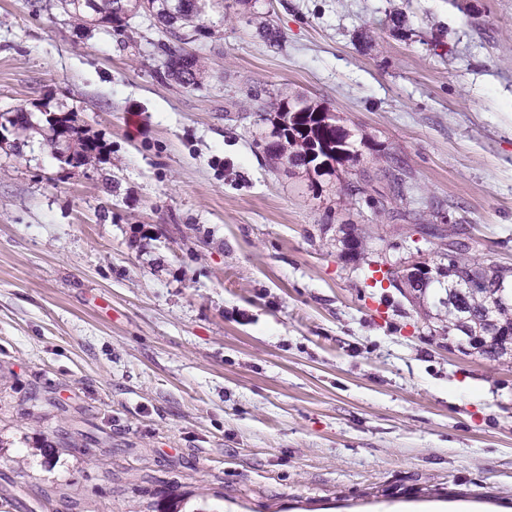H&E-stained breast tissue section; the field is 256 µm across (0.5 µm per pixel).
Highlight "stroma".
Returning a JSON list of instances; mask_svg holds the SVG:
<instances>
[{"label": "stroma", "mask_w": 512, "mask_h": 512, "mask_svg": "<svg viewBox=\"0 0 512 512\" xmlns=\"http://www.w3.org/2000/svg\"><path fill=\"white\" fill-rule=\"evenodd\" d=\"M204 22L185 88L144 15L0 0V113L103 146L72 169L0 130V512H512V364L370 279L418 210L512 268V0H215ZM253 88L329 108L411 193L352 205L347 174L318 190L269 159ZM46 122L48 127L42 129L44 133V141L51 149L52 153L53 151L54 153H57L60 139L64 133H68L69 135V133H72V130L74 131V128L69 124V118L67 117H59L58 119L51 118L49 120L46 119Z\"/></svg>", "instance_id": "obj_1"}]
</instances>
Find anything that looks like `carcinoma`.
Returning <instances> with one entry per match:
<instances>
[{
  "label": "carcinoma",
  "mask_w": 512,
  "mask_h": 512,
  "mask_svg": "<svg viewBox=\"0 0 512 512\" xmlns=\"http://www.w3.org/2000/svg\"><path fill=\"white\" fill-rule=\"evenodd\" d=\"M102 7L93 9L89 0H61L64 11L78 28L88 26L124 30L127 18L143 9L144 4L151 5L145 15L154 20V24L168 34L171 43L164 45L167 55V76L183 87L196 86L206 77L207 66L204 57L188 52L181 47L186 40V31L207 38L210 28L203 22L202 0H126L125 8L112 10L108 5L117 0H100ZM259 102L257 112L260 120H268L276 129L275 139L262 145L263 152L269 157L286 160L293 167H302L308 173L318 177L335 175L345 163L356 167L342 190L352 200L365 192L366 186L373 181L387 180L392 199L404 197L407 181L403 169L388 164L383 158H373L372 165L360 166L361 154L353 148L348 132L336 124L329 116V110L315 106L299 95L284 90L277 91L270 100L263 95L249 93ZM8 123L15 140L25 141L34 129L31 118L14 120L0 113V128ZM48 127L43 129L44 141L54 152L58 151L60 139L71 133L69 118L60 117L47 120ZM79 166L91 164L100 151L99 144L90 139L74 140ZM433 254L439 261H446L457 272H468L473 260L466 257V250L459 249L448 255L436 248ZM512 269L491 263L488 270L475 274L479 282L472 288H460L452 280H432L418 290L415 298H424L429 291L437 294L433 303L440 329L448 333L462 326L461 319L469 317V324L486 336V343L480 354L499 361L512 354L508 353L498 341L500 336L512 335V288H498L496 284L508 283Z\"/></svg>",
  "instance_id": "obj_1"
}]
</instances>
